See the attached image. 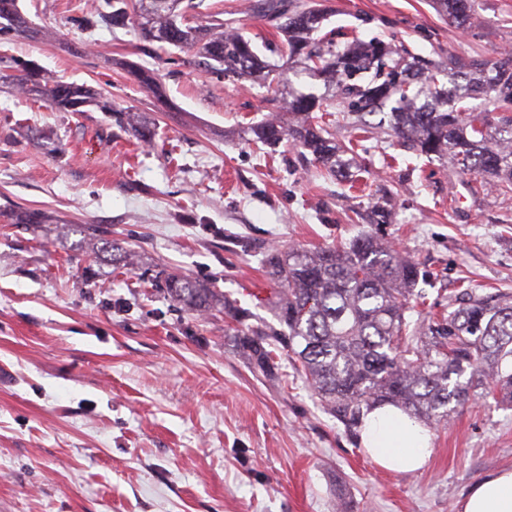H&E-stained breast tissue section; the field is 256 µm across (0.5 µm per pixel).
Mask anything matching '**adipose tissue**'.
<instances>
[{
	"mask_svg": "<svg viewBox=\"0 0 512 512\" xmlns=\"http://www.w3.org/2000/svg\"><path fill=\"white\" fill-rule=\"evenodd\" d=\"M431 437L401 408L375 407L363 420L360 442L381 468L420 469L430 458ZM458 512H512V468L501 469L474 485L458 504Z\"/></svg>",
	"mask_w": 512,
	"mask_h": 512,
	"instance_id": "adipose-tissue-1",
	"label": "adipose tissue"
}]
</instances>
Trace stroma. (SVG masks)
I'll list each match as a JSON object with an SVG mask.
<instances>
[{
    "label": "stroma",
    "mask_w": 512,
    "mask_h": 512,
    "mask_svg": "<svg viewBox=\"0 0 512 512\" xmlns=\"http://www.w3.org/2000/svg\"><path fill=\"white\" fill-rule=\"evenodd\" d=\"M195 2L197 17L219 11L279 42L243 0ZM85 4L19 0L52 37H0V72L29 63L104 91L157 136L145 145L103 113L57 112L0 83V512H455L512 468V408L475 396L431 429L422 469H382L301 380L254 374L223 313L192 317L156 291V275L178 271L270 319L263 252L351 241L360 198L288 143H247V123L288 118L278 74L237 80L187 51L142 54L133 29L78 30ZM327 4L325 29L365 41L492 63L512 48V0H472L465 30L430 0ZM127 62L153 70L163 98ZM370 157L391 191L383 231L418 262L430 301L447 305L466 282L512 292V196L392 140ZM28 210L62 221L11 220ZM80 224L107 227L136 264H112Z\"/></svg>",
    "instance_id": "1"
}]
</instances>
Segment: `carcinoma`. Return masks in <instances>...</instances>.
<instances>
[{"instance_id": "cac0c4a2", "label": "carcinoma", "mask_w": 512, "mask_h": 512, "mask_svg": "<svg viewBox=\"0 0 512 512\" xmlns=\"http://www.w3.org/2000/svg\"><path fill=\"white\" fill-rule=\"evenodd\" d=\"M433 4L449 23L469 24L471 0ZM196 8L194 0H93L76 22L84 29L131 23L143 46L192 50L198 64L238 79L284 64L293 76L320 84L322 92L304 94L288 80V124L264 121L245 129L259 151L286 140L328 176L353 186L370 173L360 156L368 152L364 142L387 135L428 159L450 156L463 173L512 195V57L493 65L451 52L434 59L380 38L339 46L317 36L328 12L323 0H252V11L283 35V63H271L219 11L190 24L187 14ZM10 34L44 32L29 25L17 0H0V36ZM130 75L158 88L148 68ZM12 88L57 112L125 113L98 90L40 71L15 76ZM342 120L360 132L357 139L336 140L333 128ZM127 125L145 142L154 138L151 126L130 113ZM83 232L103 242L113 261L130 262L131 253L106 231L85 224ZM264 267L277 284L266 302L271 322L250 321L218 289L184 275L170 273L154 286L190 315L224 307L233 351L253 371L280 381L288 362L357 439L364 413L384 404L428 428L447 423L478 390L512 407V293L468 286L435 311L416 288L417 264L372 232L347 244L271 248Z\"/></svg>"}]
</instances>
